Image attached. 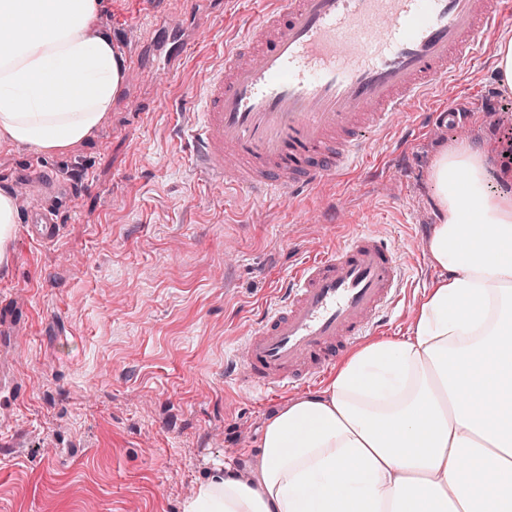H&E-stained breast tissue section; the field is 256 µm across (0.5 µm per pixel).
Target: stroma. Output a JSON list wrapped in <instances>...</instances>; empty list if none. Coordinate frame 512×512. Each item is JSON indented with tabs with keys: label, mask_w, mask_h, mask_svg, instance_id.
<instances>
[{
	"label": "stroma",
	"mask_w": 512,
	"mask_h": 512,
	"mask_svg": "<svg viewBox=\"0 0 512 512\" xmlns=\"http://www.w3.org/2000/svg\"><path fill=\"white\" fill-rule=\"evenodd\" d=\"M100 4L95 29L126 67L111 111L60 155L0 143V188L38 167L75 188L50 240H34L31 206L18 201L13 257L0 268V368L22 386L0 391V512H182L214 468L249 476L267 419L299 392L253 396L225 380L224 360L289 270L370 225L405 268L382 333L406 335L440 274L423 249L438 215L432 162L463 141L496 154L512 133V90L496 70L506 23L428 101H455L460 125L412 136L402 114L362 168L297 200L241 198L196 175L186 114L258 4ZM192 7L215 27L174 75L146 51L157 18L181 22ZM144 100L155 109L137 115Z\"/></svg>",
	"instance_id": "stroma-1"
}]
</instances>
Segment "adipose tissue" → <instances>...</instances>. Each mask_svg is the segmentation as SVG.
<instances>
[{
    "label": "adipose tissue",
    "instance_id": "ef3b65f1",
    "mask_svg": "<svg viewBox=\"0 0 512 512\" xmlns=\"http://www.w3.org/2000/svg\"><path fill=\"white\" fill-rule=\"evenodd\" d=\"M98 0H0V140L59 155L112 108L125 66ZM82 80L69 82L71 71ZM413 325L352 351L267 420L248 482L218 469L183 512H512V195L487 151H443Z\"/></svg>",
    "mask_w": 512,
    "mask_h": 512
}]
</instances>
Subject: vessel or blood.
<instances>
[{
  "label": "vessel or blood",
  "mask_w": 512,
  "mask_h": 512,
  "mask_svg": "<svg viewBox=\"0 0 512 512\" xmlns=\"http://www.w3.org/2000/svg\"><path fill=\"white\" fill-rule=\"evenodd\" d=\"M511 14L512 0H263L188 114L198 174L219 183L231 170L240 196L296 199L360 167L398 114L411 113L417 133L457 123L453 107L414 106ZM168 31L174 70L211 28L172 22ZM31 184L42 200L31 231L52 238L70 194L42 170ZM404 279L399 249L374 231L313 250L255 319L225 378L262 393L311 383L387 320Z\"/></svg>",
  "instance_id": "vessel-or-blood-1"
}]
</instances>
